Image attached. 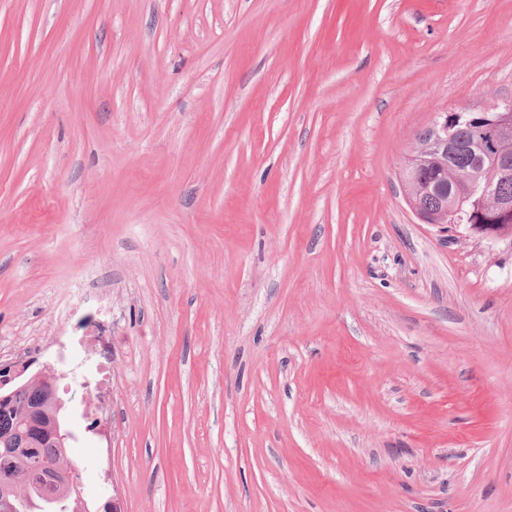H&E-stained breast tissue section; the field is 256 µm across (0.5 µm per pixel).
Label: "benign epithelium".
I'll use <instances>...</instances> for the list:
<instances>
[{"instance_id": "1", "label": "benign epithelium", "mask_w": 512, "mask_h": 512, "mask_svg": "<svg viewBox=\"0 0 512 512\" xmlns=\"http://www.w3.org/2000/svg\"><path fill=\"white\" fill-rule=\"evenodd\" d=\"M455 117L461 119L476 135L475 144L482 159L487 161V175L482 179H472L464 183L460 200L451 211H443L438 223L464 225L474 235L486 239L512 237V199L501 196L497 192L495 178L512 172V158L499 151V142L512 129V97L502 98L493 106L487 108H464L455 112ZM452 122L448 114L443 113L432 126L433 137L424 146L417 145L408 156L403 172L416 170L424 166L426 154L448 153L452 146ZM405 201L409 209L419 220L429 222L422 197L426 193L439 191L436 183L429 184L421 191L407 178L403 179ZM488 209L483 215L484 223H470L473 214L472 207ZM22 373L20 364L0 363V404H5L17 392L27 389L30 383L14 385L15 379ZM49 437L58 447L63 448L71 442L72 433L67 424L57 418L46 427ZM4 448L0 454H9L26 458L29 463L30 482L37 487L59 485L63 493L75 501H81V485L71 471H60L52 465L41 461L35 448L38 442L21 432H14L0 438Z\"/></svg>"}]
</instances>
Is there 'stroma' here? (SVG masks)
<instances>
[{"mask_svg": "<svg viewBox=\"0 0 512 512\" xmlns=\"http://www.w3.org/2000/svg\"><path fill=\"white\" fill-rule=\"evenodd\" d=\"M510 96L512 0H0V361L90 512H512V239L400 180Z\"/></svg>", "mask_w": 512, "mask_h": 512, "instance_id": "obj_1", "label": "stroma"}]
</instances>
